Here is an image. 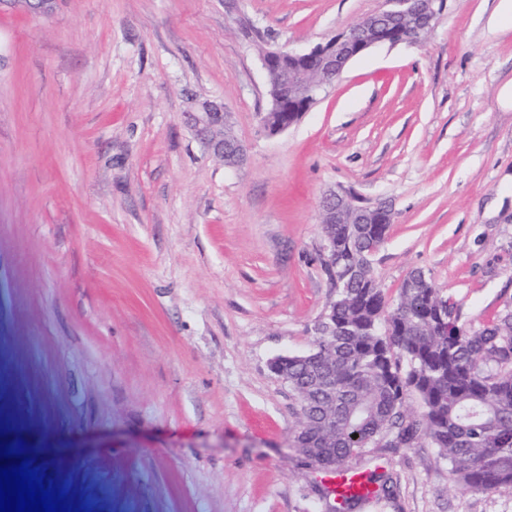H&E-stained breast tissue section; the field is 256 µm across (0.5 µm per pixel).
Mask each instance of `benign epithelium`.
Masks as SVG:
<instances>
[{
	"label": "benign epithelium",
	"mask_w": 512,
	"mask_h": 512,
	"mask_svg": "<svg viewBox=\"0 0 512 512\" xmlns=\"http://www.w3.org/2000/svg\"><path fill=\"white\" fill-rule=\"evenodd\" d=\"M434 3L436 9L425 15L420 11L418 0H383V6L376 14L411 19L417 25L430 29L446 6L444 0H434ZM421 42L423 39L420 30H415L411 37L401 35L392 38L377 29L373 16L370 15L302 52H288V56L303 61L307 69L321 75L320 81L309 88L307 108L310 109L318 102L320 95L341 79L347 64L355 57L382 45ZM185 119L196 137L204 141L213 153L221 157L229 153L235 157L237 165L243 164L246 157L244 145L238 140L224 141V123L228 122V113L223 105L210 101L197 103L185 112ZM392 215V209L385 202L362 201L346 191H334L326 195L322 205V216L327 224H368L374 216L389 218Z\"/></svg>",
	"instance_id": "benign-epithelium-1"
}]
</instances>
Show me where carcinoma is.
<instances>
[{"instance_id": "obj_1", "label": "carcinoma", "mask_w": 512, "mask_h": 512, "mask_svg": "<svg viewBox=\"0 0 512 512\" xmlns=\"http://www.w3.org/2000/svg\"><path fill=\"white\" fill-rule=\"evenodd\" d=\"M303 64L286 57L268 75L276 89L284 71ZM274 128L294 118L264 112ZM336 259L324 263L335 299L315 326L312 347L288 354L277 377L297 397L300 421L288 447L322 470L341 474L370 444L401 430L448 460L458 482L476 492H512V310L483 328L460 321L457 304L421 271L402 282L391 301L374 275L340 284L352 268L370 266L388 224H323ZM327 373L336 403L325 402L317 378ZM418 397L424 411L404 414Z\"/></svg>"}]
</instances>
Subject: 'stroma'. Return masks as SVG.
<instances>
[{
	"instance_id": "obj_1",
	"label": "stroma",
	"mask_w": 512,
	"mask_h": 512,
	"mask_svg": "<svg viewBox=\"0 0 512 512\" xmlns=\"http://www.w3.org/2000/svg\"><path fill=\"white\" fill-rule=\"evenodd\" d=\"M383 0H56L0 9V438L80 512H331L328 473L268 368L309 350L335 297L331 190L388 201L374 260L396 298L424 271L478 329L512 309V29L447 0L266 135L264 49L300 51ZM224 104L246 164L183 121ZM388 493L351 512H512L422 440L349 461Z\"/></svg>"
}]
</instances>
